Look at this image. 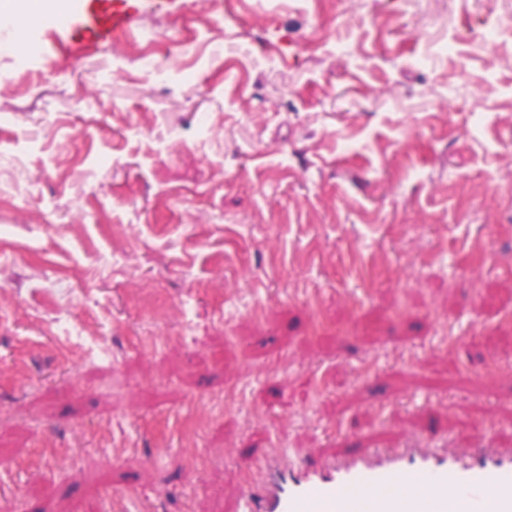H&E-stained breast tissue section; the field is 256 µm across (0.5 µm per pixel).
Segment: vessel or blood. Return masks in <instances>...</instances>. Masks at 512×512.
Masks as SVG:
<instances>
[{"label": "vessel or blood", "instance_id": "obj_1", "mask_svg": "<svg viewBox=\"0 0 512 512\" xmlns=\"http://www.w3.org/2000/svg\"><path fill=\"white\" fill-rule=\"evenodd\" d=\"M174 0H56L55 28L77 46L126 31L143 9L168 10ZM260 494L241 512H512V452L480 459L434 449L400 448L292 468L267 452Z\"/></svg>", "mask_w": 512, "mask_h": 512}]
</instances>
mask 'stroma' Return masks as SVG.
I'll list each match as a JSON object with an SVG mask.
<instances>
[{"mask_svg": "<svg viewBox=\"0 0 512 512\" xmlns=\"http://www.w3.org/2000/svg\"><path fill=\"white\" fill-rule=\"evenodd\" d=\"M218 4L0 52V512L512 448V0Z\"/></svg>", "mask_w": 512, "mask_h": 512, "instance_id": "35a3bbf8", "label": "stroma"}]
</instances>
